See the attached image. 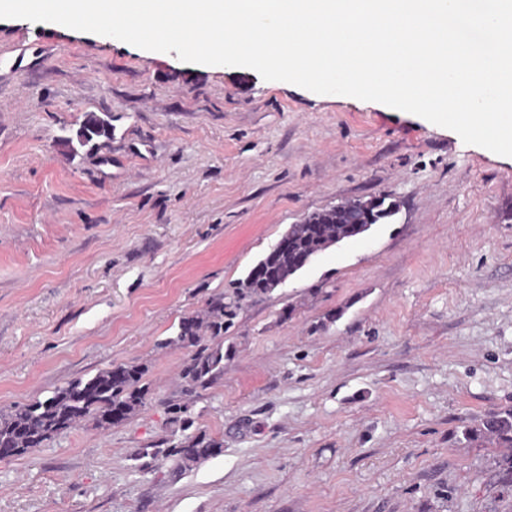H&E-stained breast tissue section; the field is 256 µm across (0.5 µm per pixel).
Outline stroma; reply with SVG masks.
<instances>
[{
    "instance_id": "35a3bbf8",
    "label": "stroma",
    "mask_w": 512,
    "mask_h": 512,
    "mask_svg": "<svg viewBox=\"0 0 512 512\" xmlns=\"http://www.w3.org/2000/svg\"><path fill=\"white\" fill-rule=\"evenodd\" d=\"M25 41L0 68V416L121 367L145 395L0 459V512H512L482 434L512 411V157L378 102L0 19V58ZM87 112L112 137L75 156ZM383 195L394 220L244 299L223 375L187 392L182 321L290 225ZM188 435L219 448L180 464Z\"/></svg>"
}]
</instances>
